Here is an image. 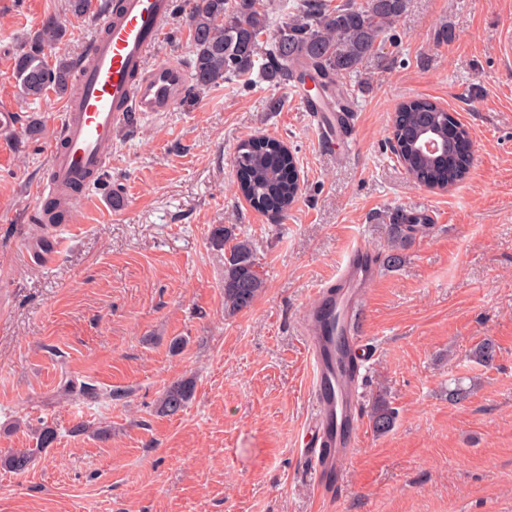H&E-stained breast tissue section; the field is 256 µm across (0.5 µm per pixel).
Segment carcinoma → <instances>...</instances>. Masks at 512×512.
<instances>
[{"instance_id":"carcinoma-1","label":"carcinoma","mask_w":512,"mask_h":512,"mask_svg":"<svg viewBox=\"0 0 512 512\" xmlns=\"http://www.w3.org/2000/svg\"><path fill=\"white\" fill-rule=\"evenodd\" d=\"M187 18L194 43L193 72L196 89L218 84L253 69L273 81L301 82L313 69L321 76V92L336 90V111H350L346 79L358 72L366 59L389 40L393 24L406 11L408 0H345L335 7L327 0H294L284 16L270 23L264 0H188ZM63 31L53 18L43 21L36 37L15 59L13 74L21 94L40 98L48 90L67 94L73 85V66L66 60L51 64L44 48L61 40ZM437 128L441 135L454 129L448 152L420 156L409 145L423 131ZM393 131L400 147L397 161L421 185L452 186L463 179L472 157L457 152L454 138L467 136L463 123L453 113L427 98L402 102L393 119ZM278 140L249 138L237 150L235 165L238 189L261 212L286 216L300 186L297 166L290 156L278 151ZM423 212L400 211L389 227L391 253L384 262L396 267L401 251L416 235L428 228ZM211 244L224 251V313L235 315L252 306L264 288L255 269L253 244L239 239L233 230L220 226L211 234ZM195 381L182 378L162 393L157 412L174 416L193 399ZM396 413L385 401L370 412L374 433L393 430ZM56 441V431L45 426L38 433L36 447L0 454V467L23 473L35 455Z\"/></svg>"}]
</instances>
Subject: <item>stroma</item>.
<instances>
[{"instance_id": "1", "label": "stroma", "mask_w": 512, "mask_h": 512, "mask_svg": "<svg viewBox=\"0 0 512 512\" xmlns=\"http://www.w3.org/2000/svg\"><path fill=\"white\" fill-rule=\"evenodd\" d=\"M49 16L63 37L48 61L78 60L96 11L0 0V109L18 121L0 133V453L57 432L27 472L0 468V512H512V64L500 54L512 0H409L351 78L352 132L332 143L294 83L254 72L187 92L119 130L103 177L52 226L29 213L65 98L22 97L13 78ZM409 97L470 133L472 166L448 190L418 186L391 151ZM254 136L297 160L286 219L237 189L236 149ZM400 210L426 212L430 228L360 301L372 351L362 404L385 398L396 424L379 436L361 422L325 498L300 454L311 403L299 324L349 246L387 254ZM219 225L253 243L264 281L233 316L224 253L210 244ZM48 235L59 248L44 266L28 246ZM485 340L488 364L473 357ZM185 377L192 401L159 415L164 389ZM458 385L466 398L450 400Z\"/></svg>"}]
</instances>
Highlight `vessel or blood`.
<instances>
[{
    "instance_id": "b4317fda",
    "label": "vessel or blood",
    "mask_w": 512,
    "mask_h": 512,
    "mask_svg": "<svg viewBox=\"0 0 512 512\" xmlns=\"http://www.w3.org/2000/svg\"><path fill=\"white\" fill-rule=\"evenodd\" d=\"M174 13L175 0H113L102 10L99 31L75 66L77 93L65 103L34 213L45 214L52 201L67 212L81 205L117 131L136 114L168 112L179 101L192 79L190 68L169 58L147 61L164 41ZM301 104L323 138L339 135L335 113L322 111L310 97ZM368 254L362 245L350 247L304 317L312 414L301 452L322 492L336 482L340 449L355 446L358 437L360 404L344 363L360 367L371 358L357 332L359 292L374 281L372 266L364 262Z\"/></svg>"
}]
</instances>
